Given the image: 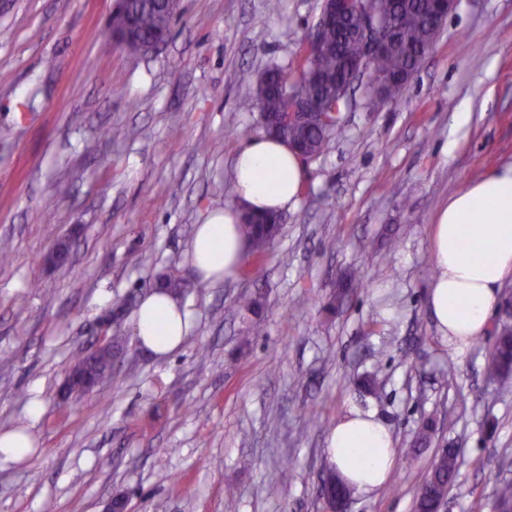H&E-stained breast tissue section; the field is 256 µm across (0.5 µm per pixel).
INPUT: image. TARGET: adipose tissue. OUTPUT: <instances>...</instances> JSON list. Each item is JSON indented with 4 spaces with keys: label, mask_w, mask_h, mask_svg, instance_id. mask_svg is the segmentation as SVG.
<instances>
[{
    "label": "adipose tissue",
    "mask_w": 512,
    "mask_h": 512,
    "mask_svg": "<svg viewBox=\"0 0 512 512\" xmlns=\"http://www.w3.org/2000/svg\"><path fill=\"white\" fill-rule=\"evenodd\" d=\"M233 173L237 207L211 213L197 225L189 251L198 280L209 286L235 278L244 261L241 208L258 214L287 211L297 204L305 179L288 144L263 133L241 144ZM474 224L485 227L480 237L471 235ZM429 254L427 306L442 336L464 350L484 335L499 291L512 276V163L449 195L435 214ZM193 326L190 309L159 288L141 300L132 320L137 344L157 356L180 348ZM325 453L336 475L364 494L382 487L397 461L389 427L358 409L329 432Z\"/></svg>",
    "instance_id": "obj_1"
}]
</instances>
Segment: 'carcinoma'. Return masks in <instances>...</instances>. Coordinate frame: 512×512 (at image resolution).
Wrapping results in <instances>:
<instances>
[{
	"instance_id": "1",
	"label": "carcinoma",
	"mask_w": 512,
	"mask_h": 512,
	"mask_svg": "<svg viewBox=\"0 0 512 512\" xmlns=\"http://www.w3.org/2000/svg\"><path fill=\"white\" fill-rule=\"evenodd\" d=\"M375 12L381 26L398 29L400 46L397 50L368 62L369 74L382 79L405 76L414 67V55L433 44L434 31L429 19L427 0H356L353 12L341 26L327 28L324 40L326 49L303 46L297 67H268L257 80L255 94L240 102V106L260 115L287 117L289 103L295 97L316 99L324 111L330 112L341 96L342 84L338 82L343 64L364 55L363 45L352 37L361 28L366 17V7ZM124 11L137 18L139 34L121 48L130 56L143 52L144 42L157 35H170L171 24L177 12L178 0H168L158 6L154 0H125ZM334 129L307 128L283 123L282 139L301 141L309 146L312 156L319 157ZM241 233L250 243L252 266L257 267L266 259L269 249L280 232V226L258 223L244 216ZM112 368V353L102 350L96 354L77 352L73 357L71 375L77 378L99 379ZM489 372L503 382L512 377V333L509 327L501 330V336L490 354ZM458 465L457 452L447 448L434 461L431 472L419 489L416 512H432L434 503L446 498Z\"/></svg>"
}]
</instances>
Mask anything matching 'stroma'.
Wrapping results in <instances>:
<instances>
[{
	"label": "stroma",
	"mask_w": 512,
	"mask_h": 512,
	"mask_svg": "<svg viewBox=\"0 0 512 512\" xmlns=\"http://www.w3.org/2000/svg\"><path fill=\"white\" fill-rule=\"evenodd\" d=\"M321 5L180 0L166 42L133 58L100 50L114 0H0V239L15 247L0 265V432L36 445L0 461V512H326V438L354 407L389 425L397 464L351 512H414L448 446L446 512H492L512 482V382L486 372L505 308L459 353L426 306L436 210L512 163V0H457L396 103L369 111L355 83L261 268L195 279L194 228L234 205L235 153L262 131L240 102L267 66L295 65ZM117 126L137 134L111 140ZM168 269L196 317L181 350L144 352L123 316L118 363L62 400L115 299L141 300ZM367 374L372 395L356 386Z\"/></svg>",
	"instance_id": "stroma-1"
}]
</instances>
